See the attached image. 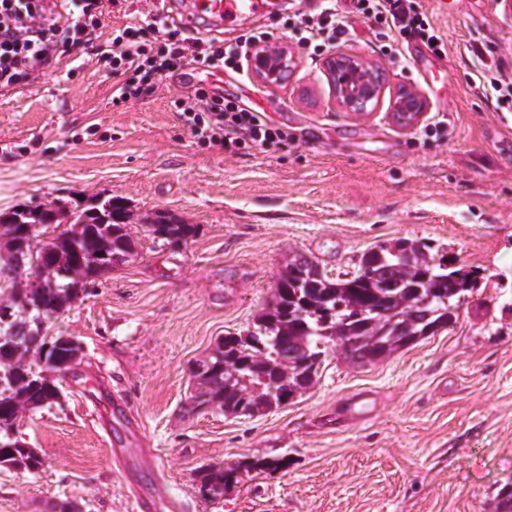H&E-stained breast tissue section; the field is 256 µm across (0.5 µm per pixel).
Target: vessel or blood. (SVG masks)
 I'll list each match as a JSON object with an SVG mask.
<instances>
[{
  "label": "vessel or blood",
  "mask_w": 512,
  "mask_h": 512,
  "mask_svg": "<svg viewBox=\"0 0 512 512\" xmlns=\"http://www.w3.org/2000/svg\"><path fill=\"white\" fill-rule=\"evenodd\" d=\"M281 11V0H189L178 25L189 36L205 25L232 26L246 17L271 18Z\"/></svg>",
  "instance_id": "b4317fda"
}]
</instances>
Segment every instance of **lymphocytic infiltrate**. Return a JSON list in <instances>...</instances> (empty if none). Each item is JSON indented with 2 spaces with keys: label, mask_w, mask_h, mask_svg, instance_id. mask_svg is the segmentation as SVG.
<instances>
[{
  "label": "lymphocytic infiltrate",
  "mask_w": 512,
  "mask_h": 512,
  "mask_svg": "<svg viewBox=\"0 0 512 512\" xmlns=\"http://www.w3.org/2000/svg\"><path fill=\"white\" fill-rule=\"evenodd\" d=\"M67 5L69 23L61 27L47 15L50 0H0L1 87L29 82L34 72L51 68L64 53L94 44L97 35L92 17L102 0H67ZM357 9L374 20L375 37L392 64L404 66L403 44L410 38L435 54H443L444 42L417 0H358ZM289 25L300 43L317 51L327 43L346 39L350 31L335 0H327L317 19L293 18ZM263 38L258 32L238 43L217 42L203 47L170 27L162 13L150 12L130 21L100 56L117 80L113 102L124 103L147 94L157 77L172 71L191 65L236 67L241 46ZM175 107L194 138L219 144L229 152L245 144L264 149L288 138L286 132L269 126L256 113L204 88L198 89L195 101L179 100Z\"/></svg>",
  "instance_id": "obj_1"
}]
</instances>
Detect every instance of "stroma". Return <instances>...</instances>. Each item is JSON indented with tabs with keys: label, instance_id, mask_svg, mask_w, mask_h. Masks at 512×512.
<instances>
[{
	"label": "stroma",
	"instance_id": "35a3bbf8",
	"mask_svg": "<svg viewBox=\"0 0 512 512\" xmlns=\"http://www.w3.org/2000/svg\"><path fill=\"white\" fill-rule=\"evenodd\" d=\"M418 0L445 51L442 91L428 59L404 48L405 68L379 49L374 23L339 0L351 29L343 51L375 64L384 91L364 115L341 109L324 58L298 42L289 16L314 0L218 34L272 33L295 59L284 82L223 72L219 89L287 131L260 149L198 142L175 101L204 74L177 71L152 93L113 103L96 49H77L30 83L0 87V212L112 195L130 212L132 260L96 280L54 322L82 345L62 403L27 414L19 430L42 463L0 467V512H133L135 496L172 512H499L512 486V112L470 81L503 62L512 75L506 0ZM428 100L422 123L448 122L445 141L391 117L397 88ZM164 212L191 225L161 247L143 226ZM428 238L479 269V288L453 328L359 367L332 354L311 388L254 417L193 410V362L244 331L272 300L294 254L329 276L354 270L379 243ZM365 393L366 406L349 409ZM208 467L233 473L222 497L199 492Z\"/></svg>",
	"mask_w": 512,
	"mask_h": 512
}]
</instances>
